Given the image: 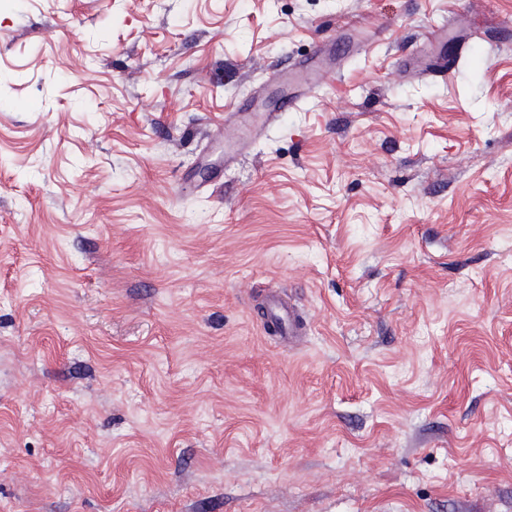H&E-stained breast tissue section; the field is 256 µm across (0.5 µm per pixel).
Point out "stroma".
Returning <instances> with one entry per match:
<instances>
[{
  "label": "stroma",
  "mask_w": 512,
  "mask_h": 512,
  "mask_svg": "<svg viewBox=\"0 0 512 512\" xmlns=\"http://www.w3.org/2000/svg\"><path fill=\"white\" fill-rule=\"evenodd\" d=\"M0 512H512V0H0ZM442 32L439 30H432L426 38L427 52L411 58L407 61L406 66L414 71L429 72L431 75H438L445 77L452 69H448V61H444L437 54L433 52L434 44L441 38ZM324 49V44L316 45L312 56L296 65L299 67V70L284 78V82L288 83L290 87L289 93H287V96L281 101L279 108H273L271 111L257 113L256 115L261 119V121H266L269 118L276 117L278 112H283L288 110V108L296 106L302 101V98L306 94L312 93L318 88V86L314 84L317 78L321 76V72L325 66L322 62ZM266 313L273 323L276 333L284 340H288V344H295L299 341L303 331L297 323L293 308L288 305L285 307L280 301L272 298L268 304Z\"/></svg>",
  "instance_id": "1"
}]
</instances>
